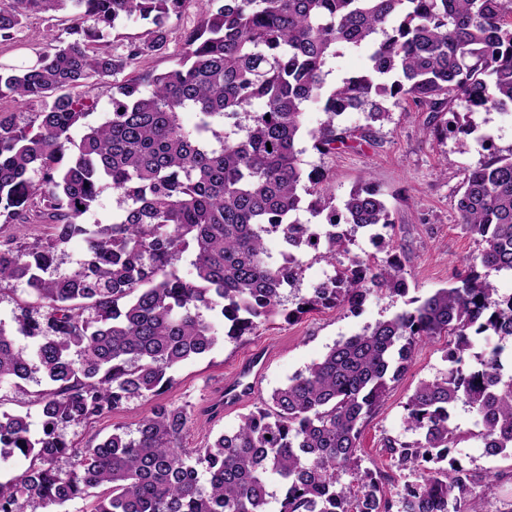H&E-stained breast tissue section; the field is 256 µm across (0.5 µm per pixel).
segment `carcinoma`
Returning <instances> with one entry per match:
<instances>
[{
    "mask_svg": "<svg viewBox=\"0 0 512 512\" xmlns=\"http://www.w3.org/2000/svg\"><path fill=\"white\" fill-rule=\"evenodd\" d=\"M189 3L200 21L182 33V54L162 72L139 68L167 51L169 21ZM59 11L70 14L69 41L49 31L36 60L0 63V100L40 107L25 123L0 111V217L50 228L43 240L21 233L0 244V285L32 297L0 320V385H44L38 434L29 413H0V457L28 462L0 483V512H60L89 497L90 512H267L273 476L279 512H483L476 488L499 474L452 456L463 439L452 413L469 406L472 436L512 458V294L477 272H512V151L500 154L488 134L474 138L488 157L464 172L454 203L481 250L452 287L336 343L203 448L181 446L189 414L157 399L173 368L279 313L302 261L270 263V233L335 266L290 316L355 308L373 290L407 294L396 246L377 233L395 228L381 194L360 186L336 207L326 171L301 167L299 144L307 136L325 155L364 140L340 118L358 110L384 122L389 102L429 113L435 136L448 135V113L472 134L465 117L512 103V0H12L0 8V39ZM132 17L150 28L117 54L112 34ZM341 47L365 49L367 66L329 89L327 61ZM108 78L109 118L90 125L96 102L73 89ZM256 99L264 111L250 110ZM311 104L325 120L306 132ZM187 108L199 114L192 130L178 119ZM105 186L118 194L112 222L82 223ZM304 210L325 215L323 229L302 223ZM340 224L372 232L386 257L336 264L351 242ZM76 237L83 256L61 273L58 251ZM436 336L448 337V372L405 405L420 439L387 440L392 466L412 476L390 486L361 468V429ZM475 336L497 342L473 366ZM133 400L155 402L136 431L118 427L82 448L66 439L67 428Z\"/></svg>",
    "mask_w": 512,
    "mask_h": 512,
    "instance_id": "cac0c4a2",
    "label": "carcinoma"
}]
</instances>
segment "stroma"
Listing matches in <instances>:
<instances>
[{"mask_svg":"<svg viewBox=\"0 0 512 512\" xmlns=\"http://www.w3.org/2000/svg\"><path fill=\"white\" fill-rule=\"evenodd\" d=\"M47 26L44 18L27 19L14 39L0 40V62L21 64L35 60L44 44ZM426 118V113L395 107L389 121L372 125L365 113L348 112L340 119L342 127L370 128L369 141L358 139L326 155L309 148L301 156L303 168L321 167L329 172L336 200H344L364 180L381 190L395 221L394 238L401 247L409 284L407 295L374 292L354 309L319 308L287 318V311L295 310L301 298L333 273L331 267L315 260L312 254H303L302 273L294 286L284 292L283 313L265 321L256 334L225 340L208 354L172 370L173 384L161 400L186 407L190 415L181 440L183 447H203L219 433L236 428L240 410L214 417L208 415L207 409L216 385L255 350L263 347L278 350L258 390L259 395L266 397L296 373L321 360L338 341L407 309L409 299L424 298L451 287L463 272L466 259L477 254L479 244L459 224L454 201L463 169L478 167L487 154L477 147L461 152L460 140L453 136L433 137ZM472 120L477 134H490L500 153L512 151L511 103L474 113ZM446 347L447 340L443 337L422 344L406 373L391 383L384 401L362 428L359 440L362 467L391 480L397 478L384 442L389 438L413 440L414 435L406 425L404 405L420 382L447 371ZM150 409V403L131 401L122 410L93 423L69 428L67 437L82 445L90 439L106 437L117 427L135 430ZM477 420L470 407L458 405L454 423L468 437L457 448L456 455L467 468L500 472V479L482 485L478 493L487 512H512V458L485 454L481 442L470 435Z\"/></svg>","mask_w":512,"mask_h":512,"instance_id":"1","label":"stroma"}]
</instances>
